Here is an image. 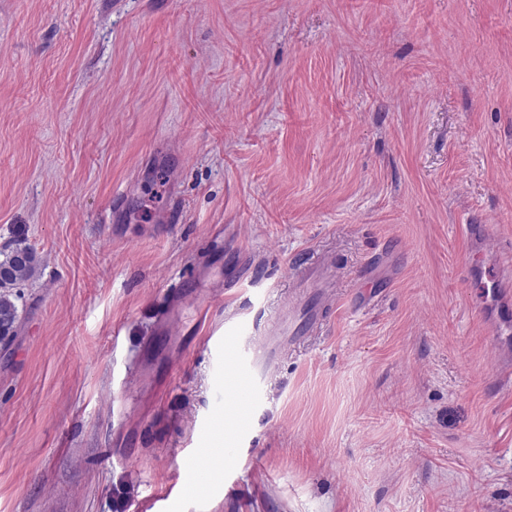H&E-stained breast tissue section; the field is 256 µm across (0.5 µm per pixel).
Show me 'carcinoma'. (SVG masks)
I'll use <instances>...</instances> for the list:
<instances>
[{
    "instance_id": "carcinoma-1",
    "label": "carcinoma",
    "mask_w": 512,
    "mask_h": 512,
    "mask_svg": "<svg viewBox=\"0 0 512 512\" xmlns=\"http://www.w3.org/2000/svg\"><path fill=\"white\" fill-rule=\"evenodd\" d=\"M39 262L26 245L20 243L0 251V343L8 345L18 322V287L35 278Z\"/></svg>"
}]
</instances>
